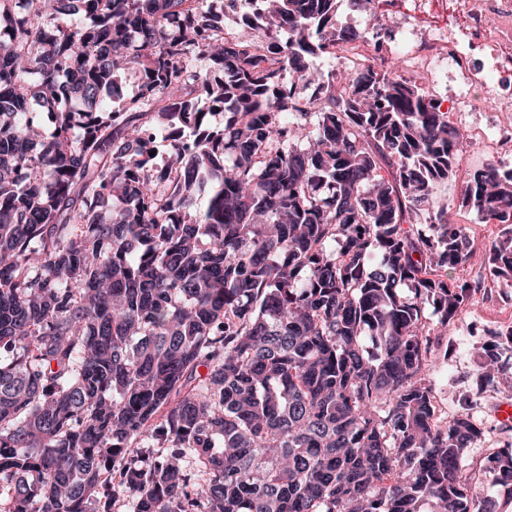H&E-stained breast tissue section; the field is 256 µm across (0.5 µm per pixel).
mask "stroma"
I'll use <instances>...</instances> for the list:
<instances>
[{"label":"stroma","mask_w":512,"mask_h":512,"mask_svg":"<svg viewBox=\"0 0 512 512\" xmlns=\"http://www.w3.org/2000/svg\"><path fill=\"white\" fill-rule=\"evenodd\" d=\"M401 16L418 21L421 29L444 36L454 20L451 0H400ZM494 157L484 141L470 142L463 153L459 167L436 188L440 199L454 203L453 219L467 229L473 256V267H482L491 243L497 238L499 228L494 224L478 223L474 214L462 208L459 201L472 175L492 163ZM474 321L507 331L512 329V288H492L479 295L474 305L462 313L460 319L444 330L442 346L445 357L439 358L432 373L434 395L442 414L455 416L462 410L465 396L477 397V416L490 428L491 434L478 448L471 449L465 460L467 469L479 477L483 496L496 506V512H512V493L500 485L495 474L486 468V459L496 449L499 439L497 428L501 422L500 395L492 390L478 391L476 372L486 353V337L469 333L466 324Z\"/></svg>","instance_id":"obj_1"}]
</instances>
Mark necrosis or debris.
<instances>
[{
  "label": "necrosis or debris",
  "instance_id": "4bbe7bcc",
  "mask_svg": "<svg viewBox=\"0 0 512 512\" xmlns=\"http://www.w3.org/2000/svg\"><path fill=\"white\" fill-rule=\"evenodd\" d=\"M466 19L465 29L445 38L419 32L402 37L408 67L431 62L433 69L453 82L448 91V123L460 133L461 142L482 139L495 157L512 165V0H457ZM496 25H488V17ZM479 88L493 102L492 122L479 129L462 120L473 105L466 89Z\"/></svg>",
  "mask_w": 512,
  "mask_h": 512
}]
</instances>
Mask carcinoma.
I'll return each mask as SVG.
<instances>
[{"label":"carcinoma","instance_id":"1","mask_svg":"<svg viewBox=\"0 0 512 512\" xmlns=\"http://www.w3.org/2000/svg\"><path fill=\"white\" fill-rule=\"evenodd\" d=\"M215 2L0 0V512H492L488 431L427 377L478 287L448 113L394 67L310 70L386 29L341 0H248L249 40ZM462 206L512 285V169ZM488 461L512 489V441ZM453 219L456 224L467 228L470 248L473 253L471 265L474 269L482 267L491 243L499 234V227L496 224H479L471 211L458 206L453 210ZM501 440L498 430L491 432L490 437L479 448L470 450L465 460L466 469L473 470L479 476L483 496L495 504L497 512H512V499L508 497V490L497 482L496 475L486 469V458L496 451L495 442Z\"/></svg>","mask_w":512,"mask_h":512}]
</instances>
